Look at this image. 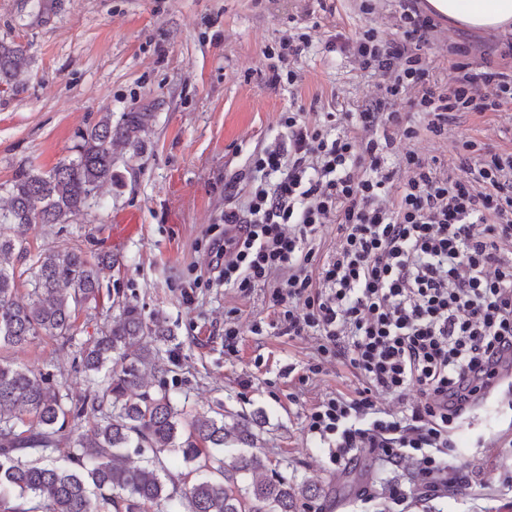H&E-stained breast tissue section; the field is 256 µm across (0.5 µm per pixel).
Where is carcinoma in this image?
Here are the masks:
<instances>
[{
    "mask_svg": "<svg viewBox=\"0 0 512 512\" xmlns=\"http://www.w3.org/2000/svg\"><path fill=\"white\" fill-rule=\"evenodd\" d=\"M24 46L0 42V86L30 69ZM149 112H104L79 135L73 154L44 172L24 167L0 208V347L22 348L38 336L74 344L79 315L98 302L99 272L112 254L91 263L77 249L31 253L35 224H62L91 208L94 190L117 179L115 165L142 148ZM27 264L26 299L17 298L16 265ZM119 319L104 322L80 344L89 391L73 400L39 368L0 359V512H322L325 489L291 484L250 451L254 419L224 421L187 412L162 388L139 392L142 368H162L158 343L172 330L162 317L145 321L127 301ZM150 453L147 465L127 464L128 448ZM179 451L191 484L178 489L165 455ZM231 460H226V454Z\"/></svg>",
    "mask_w": 512,
    "mask_h": 512,
    "instance_id": "1",
    "label": "carcinoma"
}]
</instances>
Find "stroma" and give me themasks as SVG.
<instances>
[{
	"label": "stroma",
	"mask_w": 512,
	"mask_h": 512,
	"mask_svg": "<svg viewBox=\"0 0 512 512\" xmlns=\"http://www.w3.org/2000/svg\"><path fill=\"white\" fill-rule=\"evenodd\" d=\"M359 0H335L320 11L316 0H0V40L25 46L29 76L0 87V207L5 190L22 167L52 169L70 156L79 130L101 113L149 112L153 118L138 153L120 159V180L98 189L99 206L64 224L28 231L32 252L78 248L88 258L112 252L117 263L100 273L97 319H116L114 300L137 304L144 317L162 314L174 333L163 354L168 373H146L142 391L160 388L185 400L188 412L216 404L258 418L257 451L272 469L300 484L324 487V512H349L361 486L382 482L385 473L368 452L338 468L325 445L310 435L306 415L326 394L349 393L358 382L339 362L323 364L307 383L298 377L315 363L316 338H289L269 328L273 311L263 290L239 297L233 290L197 283L210 262L209 243L224 232L229 183L249 171L256 150L277 137L281 112L292 94L270 87L262 51L289 24L309 28L311 43L298 60L299 90L320 112L356 111L379 94L377 77L360 72L345 55L328 51L330 34L352 36L372 27L398 36V0H380L375 13L358 10ZM471 37L470 61L501 41L496 31L464 33L440 21L434 75L453 77L450 44ZM460 131L512 148V108L482 119L466 118ZM137 220L134 230L122 217ZM193 300H185L186 289ZM234 312L242 334L236 350L224 345V319ZM264 321L262 334L251 333ZM0 356L48 372L73 399L87 392L75 371L74 349L42 336ZM503 394L475 409V428L455 440L461 468L476 484L458 495L414 499L410 512H512L502 482L512 478V448L496 438L512 423Z\"/></svg>",
	"instance_id": "1"
}]
</instances>
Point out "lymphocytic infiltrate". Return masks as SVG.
<instances>
[{
    "instance_id": "1",
    "label": "lymphocytic infiltrate",
    "mask_w": 512,
    "mask_h": 512,
    "mask_svg": "<svg viewBox=\"0 0 512 512\" xmlns=\"http://www.w3.org/2000/svg\"><path fill=\"white\" fill-rule=\"evenodd\" d=\"M400 8V38L329 37V50L379 78L382 98L314 119L291 102L281 138L253 153L244 194L224 209L207 277L242 298L265 290L281 335L318 337L310 372L332 360L350 368L358 387L317 401L308 430L339 467L362 448L383 469L414 463L407 480L357 492L386 512L417 488L435 499L468 486L454 435L489 395L512 393V151L448 136L459 115L512 106V43L477 69L469 46L449 45L455 77L444 86L428 55L437 21L419 0ZM309 41L292 32L266 47L268 85H297L286 63ZM423 135L453 140L452 157L397 152ZM411 389L403 409L385 405Z\"/></svg>"
}]
</instances>
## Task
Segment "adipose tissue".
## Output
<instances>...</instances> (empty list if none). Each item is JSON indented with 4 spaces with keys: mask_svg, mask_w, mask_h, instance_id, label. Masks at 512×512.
<instances>
[{
    "mask_svg": "<svg viewBox=\"0 0 512 512\" xmlns=\"http://www.w3.org/2000/svg\"><path fill=\"white\" fill-rule=\"evenodd\" d=\"M432 12L469 30H512V0H427Z\"/></svg>",
    "mask_w": 512,
    "mask_h": 512,
    "instance_id": "1",
    "label": "adipose tissue"
}]
</instances>
